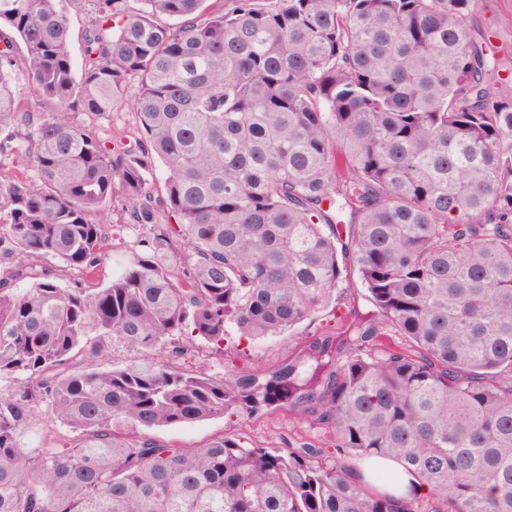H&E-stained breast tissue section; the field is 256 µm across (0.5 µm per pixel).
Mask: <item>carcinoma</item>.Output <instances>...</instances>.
<instances>
[{"label": "carcinoma", "instance_id": "carcinoma-1", "mask_svg": "<svg viewBox=\"0 0 512 512\" xmlns=\"http://www.w3.org/2000/svg\"><path fill=\"white\" fill-rule=\"evenodd\" d=\"M63 2L0 0V512H421L351 457L396 461L430 512H512V96L472 43L478 0H88L79 73ZM19 51L55 111L17 95ZM132 76L143 137L116 150L76 113ZM118 190L134 224L167 209L188 276L156 247L92 282ZM340 247L367 309L262 370L180 363L311 319ZM119 347L159 358L102 367ZM43 407L79 438L28 446ZM288 410L334 442L133 440Z\"/></svg>", "mask_w": 512, "mask_h": 512}]
</instances>
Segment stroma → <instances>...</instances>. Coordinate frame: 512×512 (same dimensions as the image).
I'll return each instance as SVG.
<instances>
[{"mask_svg":"<svg viewBox=\"0 0 512 512\" xmlns=\"http://www.w3.org/2000/svg\"><path fill=\"white\" fill-rule=\"evenodd\" d=\"M468 30L475 44L486 45L494 54L491 80L500 93L512 95V0H479L467 20ZM139 91L138 83H130L111 114L94 120V130L112 139L113 143H129L140 135V124L132 108V100ZM104 220L110 224V237L103 250V262L96 279L109 282L128 261L132 252L151 242L162 226L171 219L164 209H157L155 220L147 225L128 220V206L123 195L113 196L107 204ZM344 290L336 303L318 313L311 321L274 336L250 341L247 359L251 366L261 369L295 353L300 340L328 332L341 313L352 308L368 306L367 292L355 273H348ZM157 442L178 448H195L224 435L241 438L250 445L276 448H295L305 441L332 442L333 431L315 424L309 417L284 411L273 415H225L183 426L161 427L150 430Z\"/></svg>","mask_w":512,"mask_h":512,"instance_id":"stroma-1","label":"stroma"}]
</instances>
